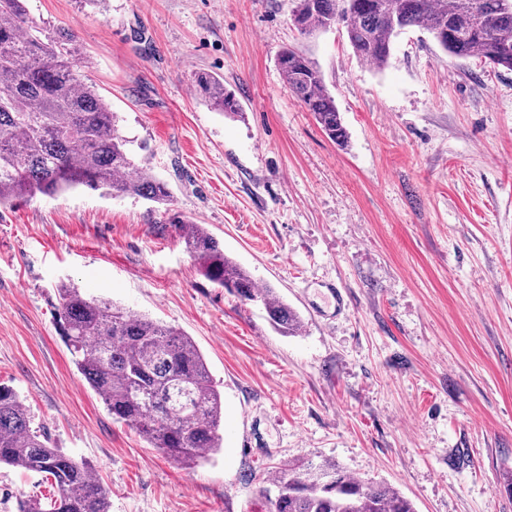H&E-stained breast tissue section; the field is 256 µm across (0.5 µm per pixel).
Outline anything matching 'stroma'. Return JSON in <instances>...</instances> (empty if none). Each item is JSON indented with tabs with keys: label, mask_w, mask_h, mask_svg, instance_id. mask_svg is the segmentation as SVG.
<instances>
[{
	"label": "stroma",
	"mask_w": 512,
	"mask_h": 512,
	"mask_svg": "<svg viewBox=\"0 0 512 512\" xmlns=\"http://www.w3.org/2000/svg\"><path fill=\"white\" fill-rule=\"evenodd\" d=\"M25 5L74 33L170 211L302 319L281 335L216 287L182 225L143 199L79 189L0 206V384L51 447L92 466L110 512H267L278 471L324 461L417 512H512V71L451 57L419 28L379 68L344 28L301 35L293 0ZM289 46L321 72L346 145L289 94ZM199 71L241 118L197 98ZM64 281L194 339L224 397L209 461L178 464L113 421L60 335ZM55 492L0 466V512Z\"/></svg>",
	"instance_id": "obj_1"
}]
</instances>
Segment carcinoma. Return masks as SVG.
Instances as JSON below:
<instances>
[{"label": "carcinoma", "instance_id": "1", "mask_svg": "<svg viewBox=\"0 0 512 512\" xmlns=\"http://www.w3.org/2000/svg\"><path fill=\"white\" fill-rule=\"evenodd\" d=\"M292 17L302 35L343 26L355 54L379 68L388 62L392 38L418 27L453 57H478L512 70V7L505 0H296ZM84 62L72 31L28 18L24 0H0V205L78 188L169 204L168 185L135 160L116 113L81 73ZM277 66L290 95L325 134L347 142L321 72L292 47L279 52ZM193 84L214 110L242 116L220 78L197 72ZM182 243L213 283L243 302L261 304L279 333L299 331L297 311L274 288L256 287L204 226L192 225ZM57 294L65 343L113 420L187 465L221 448L224 400L190 336L88 298L71 283L61 284ZM2 465L40 474L57 487V497L47 502L19 500L18 512H109L110 491L92 468L50 447L32 428L20 395L0 385ZM274 482L269 512H416L391 485L351 477L330 462L294 465Z\"/></svg>", "mask_w": 512, "mask_h": 512}]
</instances>
